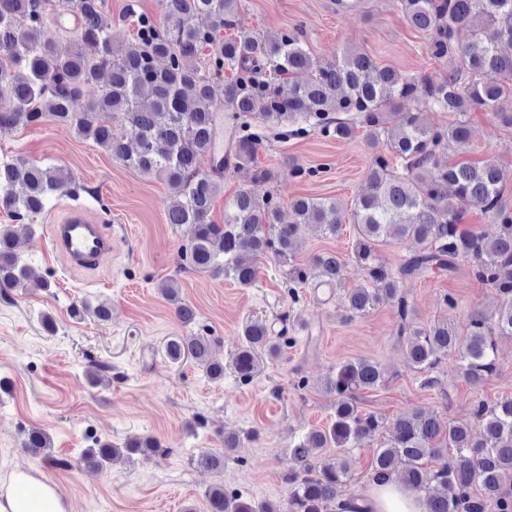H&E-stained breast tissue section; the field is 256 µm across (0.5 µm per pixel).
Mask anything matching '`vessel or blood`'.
Returning <instances> with one entry per match:
<instances>
[{
  "label": "vessel or blood",
  "mask_w": 512,
  "mask_h": 512,
  "mask_svg": "<svg viewBox=\"0 0 512 512\" xmlns=\"http://www.w3.org/2000/svg\"><path fill=\"white\" fill-rule=\"evenodd\" d=\"M48 237L52 249L76 269L98 268L112 252L111 234L81 204L67 206L64 216L50 225Z\"/></svg>",
  "instance_id": "1"
}]
</instances>
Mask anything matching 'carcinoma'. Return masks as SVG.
I'll list each match as a JSON object with an SVG mask.
<instances>
[{"label":"carcinoma","instance_id":"cac0c4a2","mask_svg":"<svg viewBox=\"0 0 512 512\" xmlns=\"http://www.w3.org/2000/svg\"><path fill=\"white\" fill-rule=\"evenodd\" d=\"M104 5L105 0H0V131L47 118L139 173L164 180L167 223L186 227L178 249L181 265L243 287L255 283L264 259L287 266L285 275L295 288L311 279L341 284L339 255L325 252L303 265L295 259V243L303 224L338 233L345 211L333 199L300 197L290 203L293 219L284 223L277 197L258 199L241 188L224 204L218 223L212 210L224 172L276 180L277 173L255 166L267 132L283 137L314 131L336 140L361 132L369 142L383 139L386 150L371 156L366 185L351 212L357 232L352 258L366 271V282L342 298L345 318L393 306L407 362L422 374L423 388L441 387L433 372L443 351L457 353L474 385L497 372V337L512 336V206L503 199L496 164L450 163L445 154L469 144L475 112L512 127V112L499 108L500 100L512 95V52L499 49L503 42L512 46V0H400L406 22L425 33L428 55L448 67L437 81L405 76L358 51L321 62L300 27L272 42L242 30L221 38L220 29L237 27L238 0H160L159 18L131 4L129 15L120 19L137 27L127 42L117 41L103 22ZM200 16L212 24L197 23ZM464 28L470 32L466 43L460 41ZM105 74L108 84L101 89ZM216 82L224 83L222 112L214 104ZM92 89L96 94L75 111L74 101ZM405 103H425L451 115L452 123L432 127L422 113L403 109ZM114 122L137 128L135 147L112 136ZM221 133L229 136L222 154ZM73 192L74 176L61 165L39 167L0 156V210L19 221L50 212ZM471 208L491 217L495 236L461 228ZM15 238L14 226L0 225V295L12 288L49 289L16 252ZM404 241L414 249L395 269L380 247ZM461 260L496 292L495 314L474 313L463 339L445 324L416 326L402 283L451 274ZM160 291L181 323L195 322L197 312L180 297L175 280L163 282ZM86 314L106 321L110 308L87 300L73 306L72 316ZM243 335L233 367L248 383L259 371V353L275 358L281 347L259 320L247 324ZM166 352L174 361L191 357L213 382L224 380V363L213 358L205 336L172 340ZM111 370L91 362L90 384L107 383ZM383 381L378 364L369 359L338 366L326 383L327 392L336 395L331 423L310 428L289 446L299 467L283 477L290 489L286 505L259 504L228 494L217 483L207 492L209 512H364L355 498L337 499L336 489L348 478L349 449L383 431L389 435L374 453L372 482L399 476L424 492L428 512H512V397L476 401V429L446 424L430 410L388 423L359 410L355 396ZM238 444L239 436L226 434L224 450L200 454L198 464L220 474L224 451ZM24 445L39 455L51 448V440L33 429ZM331 447L342 453L327 454ZM167 454L158 440L135 436L121 446L98 440L83 459L103 470L120 458Z\"/></svg>","mask_w":512,"mask_h":512}]
</instances>
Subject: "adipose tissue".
Masks as SVG:
<instances>
[{"label": "adipose tissue", "mask_w": 512, "mask_h": 512, "mask_svg": "<svg viewBox=\"0 0 512 512\" xmlns=\"http://www.w3.org/2000/svg\"><path fill=\"white\" fill-rule=\"evenodd\" d=\"M366 502L369 512H427L424 499L395 480L383 486H371ZM0 512H66V509L54 483L33 480L18 469L0 482Z\"/></svg>", "instance_id": "obj_1"}]
</instances>
